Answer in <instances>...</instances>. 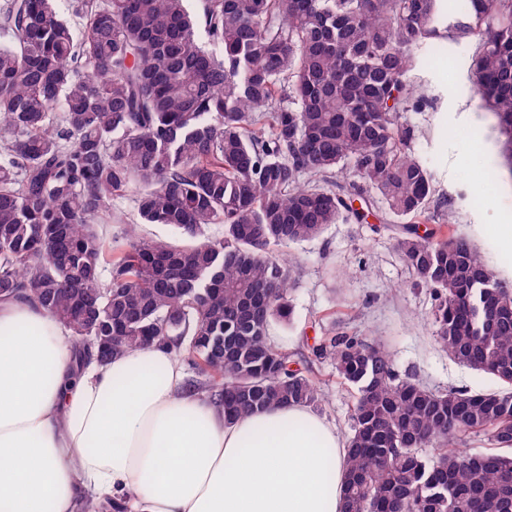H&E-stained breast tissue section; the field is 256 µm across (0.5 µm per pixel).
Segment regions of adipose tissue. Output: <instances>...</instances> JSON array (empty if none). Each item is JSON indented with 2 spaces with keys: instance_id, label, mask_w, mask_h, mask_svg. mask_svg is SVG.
Returning a JSON list of instances; mask_svg holds the SVG:
<instances>
[{
  "instance_id": "1",
  "label": "adipose tissue",
  "mask_w": 512,
  "mask_h": 512,
  "mask_svg": "<svg viewBox=\"0 0 512 512\" xmlns=\"http://www.w3.org/2000/svg\"><path fill=\"white\" fill-rule=\"evenodd\" d=\"M38 305L0 300V512H342L346 445L293 405L225 422L159 346L88 362Z\"/></svg>"
}]
</instances>
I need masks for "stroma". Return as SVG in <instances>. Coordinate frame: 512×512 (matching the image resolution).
Listing matches in <instances>:
<instances>
[{
  "mask_svg": "<svg viewBox=\"0 0 512 512\" xmlns=\"http://www.w3.org/2000/svg\"><path fill=\"white\" fill-rule=\"evenodd\" d=\"M478 47L473 38L446 42L434 58L419 51L408 79L432 106L403 118L416 129L413 153L427 166L436 197L449 202V231H467L478 253L507 281L512 262L501 255L487 227L512 225V182L484 172L487 165L503 163L506 149L468 80ZM385 212L384 204L375 202L366 223L333 224L318 238L291 245L301 264L294 320L270 327L275 345L306 360L319 378L326 399L317 413L344 438L350 433L353 392L331 360L314 353L331 330L381 342L399 372L415 375L427 388L485 391L499 386L494 378L456 364L437 343L430 325L431 294L414 286L395 234L381 230Z\"/></svg>",
  "mask_w": 512,
  "mask_h": 512,
  "instance_id": "obj_1",
  "label": "stroma"
}]
</instances>
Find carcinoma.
Segmentation results:
<instances>
[{"instance_id": "carcinoma-1", "label": "carcinoma", "mask_w": 512, "mask_h": 512, "mask_svg": "<svg viewBox=\"0 0 512 512\" xmlns=\"http://www.w3.org/2000/svg\"><path fill=\"white\" fill-rule=\"evenodd\" d=\"M189 2L0 0V297L51 313L84 362L173 350L227 422L316 407L320 382L268 337L294 316L300 264L283 249L365 221L373 190L411 220L397 246L431 291L436 341L504 388L433 391L380 343L327 338L316 354L355 398L344 512H512V282L447 219L412 224L434 188L402 122L429 105L407 80L416 51L477 37L469 79L512 179V0ZM129 193L136 218L107 242L94 223ZM473 433L495 451L456 448Z\"/></svg>"}]
</instances>
